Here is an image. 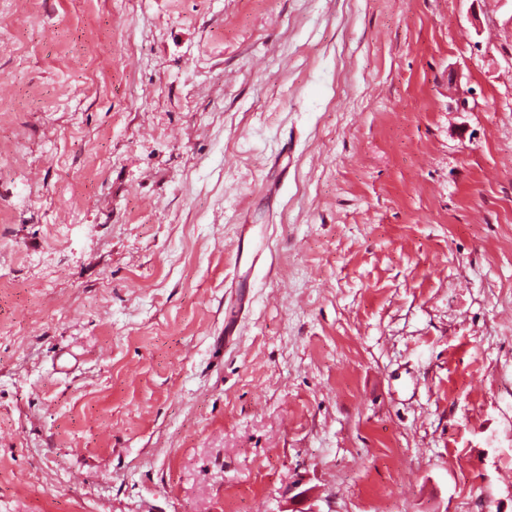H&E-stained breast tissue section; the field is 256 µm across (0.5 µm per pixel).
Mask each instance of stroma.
<instances>
[{"label":"stroma","mask_w":512,"mask_h":512,"mask_svg":"<svg viewBox=\"0 0 512 512\" xmlns=\"http://www.w3.org/2000/svg\"><path fill=\"white\" fill-rule=\"evenodd\" d=\"M0 31V512H512V0Z\"/></svg>","instance_id":"stroma-1"}]
</instances>
